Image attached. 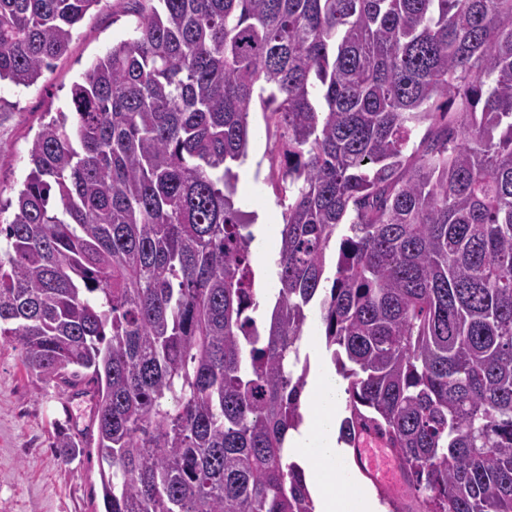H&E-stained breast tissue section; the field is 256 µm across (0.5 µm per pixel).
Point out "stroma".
<instances>
[{
  "label": "stroma",
  "mask_w": 512,
  "mask_h": 512,
  "mask_svg": "<svg viewBox=\"0 0 512 512\" xmlns=\"http://www.w3.org/2000/svg\"><path fill=\"white\" fill-rule=\"evenodd\" d=\"M133 16L117 0H99L74 33L70 49L31 86L0 84V197H14L30 171L28 146L49 114L67 109L70 88L113 44L128 39ZM249 163L239 171L237 199L268 224L282 221L270 185L252 188L267 173V139L260 113L251 116ZM90 403L73 389L35 386L21 354L0 342V512H95L100 503L97 455L62 466L53 442L60 427L85 428Z\"/></svg>",
  "instance_id": "1"
}]
</instances>
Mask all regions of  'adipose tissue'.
<instances>
[{
	"label": "adipose tissue",
	"instance_id": "ef3b65f1",
	"mask_svg": "<svg viewBox=\"0 0 512 512\" xmlns=\"http://www.w3.org/2000/svg\"><path fill=\"white\" fill-rule=\"evenodd\" d=\"M309 393L307 421L289 434L287 446L314 488L316 512H382L371 491L346 471L347 452L338 442L342 379L335 370L318 369Z\"/></svg>",
	"mask_w": 512,
	"mask_h": 512
}]
</instances>
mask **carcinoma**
Segmentation results:
<instances>
[{
  "instance_id": "carcinoma-1",
  "label": "carcinoma",
  "mask_w": 512,
  "mask_h": 512,
  "mask_svg": "<svg viewBox=\"0 0 512 512\" xmlns=\"http://www.w3.org/2000/svg\"><path fill=\"white\" fill-rule=\"evenodd\" d=\"M98 2L0 0V82ZM119 2L132 36L40 125L0 224V341L91 396L60 464L96 450L101 512H315L286 448L315 312L340 441L385 439L418 512H512V0ZM256 100L284 207L261 327L234 200Z\"/></svg>"
}]
</instances>
